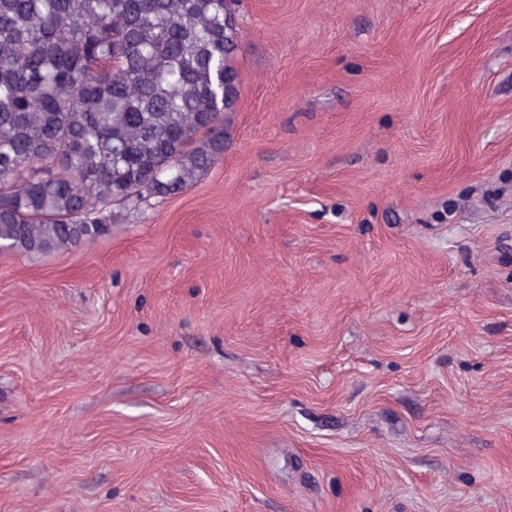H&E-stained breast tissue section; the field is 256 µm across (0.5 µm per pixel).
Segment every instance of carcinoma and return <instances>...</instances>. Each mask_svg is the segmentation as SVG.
<instances>
[{
    "instance_id": "cac0c4a2",
    "label": "carcinoma",
    "mask_w": 512,
    "mask_h": 512,
    "mask_svg": "<svg viewBox=\"0 0 512 512\" xmlns=\"http://www.w3.org/2000/svg\"><path fill=\"white\" fill-rule=\"evenodd\" d=\"M224 0H0V249L104 237L224 154Z\"/></svg>"
}]
</instances>
